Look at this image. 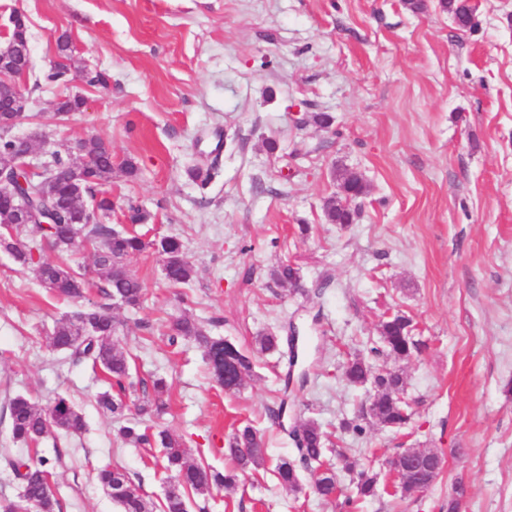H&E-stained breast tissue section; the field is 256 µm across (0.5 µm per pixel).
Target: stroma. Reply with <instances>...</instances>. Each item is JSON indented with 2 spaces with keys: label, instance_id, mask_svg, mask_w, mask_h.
<instances>
[{
  "label": "stroma",
  "instance_id": "obj_1",
  "mask_svg": "<svg viewBox=\"0 0 512 512\" xmlns=\"http://www.w3.org/2000/svg\"><path fill=\"white\" fill-rule=\"evenodd\" d=\"M475 4L463 30L441 0L418 11L405 0H0V25L22 14L40 80L26 90L16 134L32 137L43 161L55 152L76 161L78 141L109 140L113 223L134 201L151 215L139 227L146 240L180 238L197 270L191 284L171 286L147 250L129 265L145 288L131 308L95 290L56 297L0 251V502L18 499L9 462L25 452L11 439L9 400L63 395L85 430L37 449L53 466L62 512H121L97 480L105 465L125 470L145 498L164 499L170 482L152 450L117 436L154 401L165 409L148 423L219 470L246 423L265 433L270 465L297 458L305 423L326 435L335 500L313 494L317 468L288 491L269 465L192 497L191 512H350L358 472L385 475L409 448L441 454L438 479L416 495L380 490L352 512H446L459 478L464 512H512V0ZM63 34L80 67L109 75L108 87L46 82ZM75 94L85 107L58 116ZM315 112L331 125H316ZM214 159L210 184L190 179V166ZM127 160L136 177L123 172ZM342 169L367 185L346 226L323 213ZM282 261L298 268L299 287L272 280ZM95 305L108 308L130 357L135 386L119 414L98 403L102 374L48 343L58 321ZM395 311L429 344L396 365L412 418L397 431L367 421L359 433L349 423L374 390L348 384L342 363L369 357ZM185 312L252 353L239 392L209 376L195 342L169 345ZM270 334L277 349L259 352ZM293 367L306 382L283 391ZM158 376L168 383L159 396Z\"/></svg>",
  "mask_w": 512,
  "mask_h": 512
}]
</instances>
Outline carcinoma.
Wrapping results in <instances>:
<instances>
[{"label": "carcinoma", "instance_id": "1", "mask_svg": "<svg viewBox=\"0 0 512 512\" xmlns=\"http://www.w3.org/2000/svg\"><path fill=\"white\" fill-rule=\"evenodd\" d=\"M442 7L458 21L462 29L472 26L473 16L465 0H443ZM9 44L14 48V67L11 81L22 80L29 72V47L23 42V30L12 29ZM59 62L47 74L46 79L54 83L68 80L76 68L69 37L62 35L57 40ZM31 140L13 133V126L0 123V162H8L28 150ZM85 154L92 158V167L86 170V189L80 191L71 183L72 161L56 154L55 173L50 178L22 174L23 182L18 189L27 195L31 208L30 225L41 232L39 241L18 240V244L0 247L10 254L22 268L34 265L40 284L55 295L78 300L88 291L85 274L43 259L42 241H48L54 251L68 249V225L62 223L66 217L75 214L81 222L87 246L91 248L99 280L96 287L121 305L136 306L143 295L141 282L128 270L130 261L144 253L151 243L139 234L121 232L105 219L112 212L109 196H95L98 186L112 176V149L101 137L83 141ZM341 196L331 197L323 205L325 218L330 224H351L357 211L351 202L363 195L366 185L356 171L342 170L337 174ZM156 250L162 257L166 280L173 286L187 285L195 274L194 265L186 258L182 243L175 236L162 238L156 243ZM280 285L295 288L299 285V271L293 265L282 263L272 273ZM95 327L91 335L85 333L86 326ZM173 336L192 339L203 351L204 360L213 379H218L216 368L223 361L224 354L231 355L237 363L233 391L244 386L246 377L253 372V359L234 343L207 334L194 316L184 313L173 324ZM116 323L111 315L97 309L80 313L74 319H63L57 323L48 337L49 346L65 356L84 358L92 367L101 370L110 385V390L101 393L99 403L114 412L123 408L122 395L132 387L130 362L124 352L115 348L112 337ZM382 346L371 349L375 356H386L393 361L407 359L412 352L426 347L422 340L411 336V320L403 313L387 316L380 325ZM344 379L351 385L373 383L375 397L369 403L368 411L361 417L385 427L399 430L411 419L407 403L397 398L404 390V379L396 370L385 364L373 366L362 358L348 360L342 368ZM10 433L15 442L38 446L40 442L58 432L68 435L80 433L85 422L82 414L65 396L59 395L50 404L41 406L37 402L17 395L9 400ZM123 442L136 448H157L160 452L161 467L171 474L174 484L170 485L162 512H188V493L207 496L212 490L233 484L238 473L259 469L267 463V451L262 435L246 424L236 430L228 443V459L231 468L225 472L190 462L176 437L166 430H155L142 420H129L118 428ZM300 459L310 464L321 462L325 452V438L321 428L314 422L303 426L299 442ZM15 478L19 481V500L0 502V512H60V501L55 497L49 476L53 475L49 460L43 457H17L10 463ZM275 472L281 486L296 491L300 489V473L295 463L286 458L276 462ZM101 486L122 512H152L150 505L139 492L129 475L118 468H105L98 475ZM336 471L328 467L317 477L314 492L323 500L336 497ZM357 496L360 499L373 497L378 492L377 477L363 470L356 481ZM466 496L463 482L454 484L448 495V512H459Z\"/></svg>", "mask_w": 512, "mask_h": 512}]
</instances>
